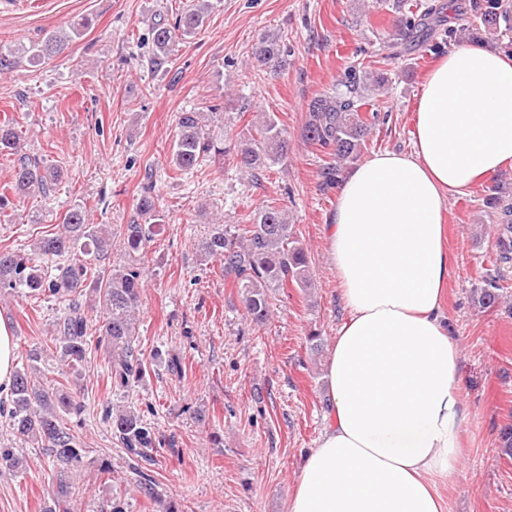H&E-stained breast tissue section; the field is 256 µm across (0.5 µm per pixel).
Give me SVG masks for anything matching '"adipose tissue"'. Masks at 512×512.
<instances>
[{"label":"adipose tissue","instance_id":"adipose-tissue-1","mask_svg":"<svg viewBox=\"0 0 512 512\" xmlns=\"http://www.w3.org/2000/svg\"><path fill=\"white\" fill-rule=\"evenodd\" d=\"M410 150L384 151L337 187L327 242L348 312L329 354L327 424L289 512H444L468 417L441 310L448 200L512 163V57L474 42L441 56Z\"/></svg>","mask_w":512,"mask_h":512}]
</instances>
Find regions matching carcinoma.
Wrapping results in <instances>:
<instances>
[{
    "label": "carcinoma",
    "instance_id": "obj_1",
    "mask_svg": "<svg viewBox=\"0 0 512 512\" xmlns=\"http://www.w3.org/2000/svg\"><path fill=\"white\" fill-rule=\"evenodd\" d=\"M216 8L214 0H189L176 14L174 23L161 22L152 28V43L158 55H169L180 40L200 29ZM437 12L433 6L401 24V42H390V52L381 60H370L348 66L336 87L311 101L303 129L306 141L317 147L329 160L320 169L321 186L336 185L340 165L360 157L378 115L360 112L373 98L387 93L389 79L382 64L396 65L407 56L410 46L441 47L440 33L430 18ZM512 21V11L502 0L475 2L470 18L459 30L447 31L448 38L474 40L481 33H492L500 22ZM90 25L85 19L69 29L49 33L33 56L52 57L64 52L70 42L79 38ZM288 46L277 34H264L252 48L257 67L276 71L286 64ZM190 110L178 113L177 132L170 152V162L177 173L197 169L208 160L232 163L257 180L260 174L288 159L287 131L276 116L265 112L254 125V132L242 138L234 151L218 145L210 132L211 115ZM23 132L14 122L0 124V154L16 156L11 181L0 193V224L12 222L8 208L13 206L6 191L19 199H47L62 179L58 166L20 154ZM497 210V254L495 265L512 262V196L494 198ZM144 223L134 221L124 225L120 234L127 264L106 267L100 262L112 252V230L89 222L85 207L69 208L54 235L40 239L33 252L18 255L0 252V289L25 288L30 293L54 297L65 303L63 316L55 323L54 341L63 360L77 366L86 358V336L89 318L87 308L98 306L103 312L99 326L103 336L104 354L110 365L115 384L127 387L145 375V365L135 335V313L142 292L141 269L147 247L159 232L152 222L155 199L147 186L138 203ZM206 257L223 261L224 280L238 289L251 321L264 324L271 313V294L287 286L311 287V273L306 249L296 237L294 225L288 221L286 209L270 202L256 210L250 224L234 228L220 221L211 224L198 243ZM41 355L37 349L27 354L28 367L16 371L9 397L0 400V418L10 431L25 442L42 448L51 457L53 478L51 504L46 512H64L71 500L86 491L71 482L69 473L81 456L76 436L67 427L66 419L81 413L83 405L73 393L63 390V383L41 379L36 366ZM115 434L126 451L142 460L152 459L153 435L140 415L133 411L112 414ZM23 469V460L13 449L0 448V470Z\"/></svg>",
    "mask_w": 512,
    "mask_h": 512
}]
</instances>
